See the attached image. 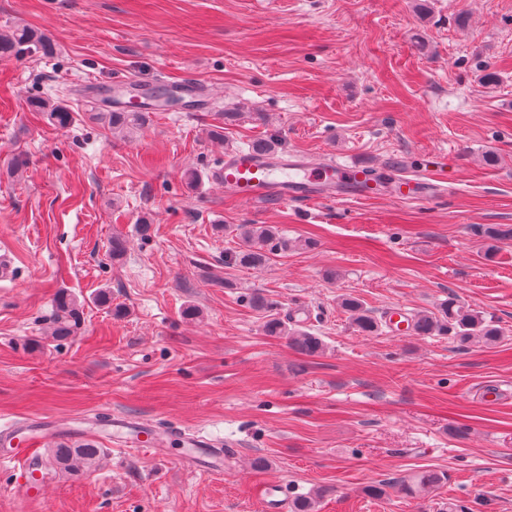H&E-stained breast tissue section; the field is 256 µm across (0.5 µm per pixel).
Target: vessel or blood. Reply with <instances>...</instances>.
<instances>
[{"instance_id":"1","label":"vessel or blood","mask_w":512,"mask_h":512,"mask_svg":"<svg viewBox=\"0 0 512 512\" xmlns=\"http://www.w3.org/2000/svg\"><path fill=\"white\" fill-rule=\"evenodd\" d=\"M373 169L366 164L346 166L327 159L312 166L291 153L261 154L252 150L226 153L223 162L211 171L213 182L223 185L232 199L255 203L333 201L347 195L370 196ZM396 198L414 202L435 201L443 189L424 178L403 176L395 180ZM14 451L9 460L19 470V488L32 501L40 500L45 474L40 465L42 438L37 427L6 435Z\"/></svg>"}]
</instances>
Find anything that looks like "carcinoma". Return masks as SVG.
<instances>
[{"mask_svg":"<svg viewBox=\"0 0 512 512\" xmlns=\"http://www.w3.org/2000/svg\"><path fill=\"white\" fill-rule=\"evenodd\" d=\"M33 48L41 55L51 58L55 54V44L42 33L28 29H16L7 34H0V54L16 55L24 49ZM30 109L44 113L49 122L66 128L76 122V115L58 100L40 97L29 101ZM105 119L111 129L128 134L144 121L140 112H107ZM244 244L235 251L232 260L241 268H255L267 262V253L287 246L274 228L264 224H253L243 232ZM55 317L51 336L66 339L74 335L80 325V304L69 293L60 292L55 300ZM340 307L349 314L352 325L365 335L378 332L379 322L364 307L363 303L352 296L341 299ZM407 330L416 336H450L459 345L464 346L473 341L495 344L501 338L500 328L483 316L464 309L453 297L442 303L439 313H424L405 319ZM266 332L271 336L291 335L294 346L304 354L314 355L321 349L319 339L305 332H289L285 323L278 318L265 322ZM103 449L88 443L80 448H51L47 455V464L77 476L90 470ZM443 476L433 471H422L400 482L401 490L410 492L412 486L433 489L441 484Z\"/></svg>","mask_w":512,"mask_h":512,"instance_id":"obj_1","label":"carcinoma"}]
</instances>
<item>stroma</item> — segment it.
Listing matches in <instances>:
<instances>
[{
  "mask_svg": "<svg viewBox=\"0 0 512 512\" xmlns=\"http://www.w3.org/2000/svg\"><path fill=\"white\" fill-rule=\"evenodd\" d=\"M17 28L57 53L0 57V427L32 422L45 447L91 440L104 455L81 476L48 470L37 502L0 464V512H264L251 490L265 481L286 501L313 497L314 512H512V240L484 234L512 226V0H0V32ZM126 79L216 100L150 113L123 137L96 115ZM47 94L73 126L29 110ZM258 140L427 177L448 196L226 198L208 171ZM250 224L288 242L255 270L230 261ZM60 291L83 315L57 341ZM345 295L379 318L452 296L502 338L365 336ZM272 316L320 352L268 335ZM111 414L203 438L224 466L118 444L92 427ZM423 470L443 482L391 488Z\"/></svg>",
  "mask_w": 512,
  "mask_h": 512,
  "instance_id": "obj_1",
  "label": "stroma"
}]
</instances>
